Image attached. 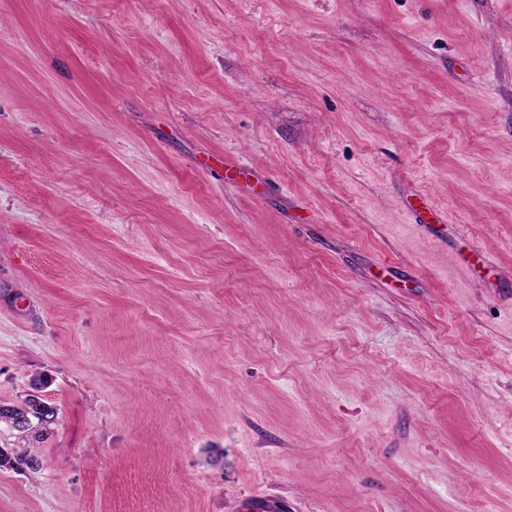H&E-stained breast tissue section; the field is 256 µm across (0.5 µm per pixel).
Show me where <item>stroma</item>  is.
I'll use <instances>...</instances> for the list:
<instances>
[{
	"instance_id": "1",
	"label": "stroma",
	"mask_w": 512,
	"mask_h": 512,
	"mask_svg": "<svg viewBox=\"0 0 512 512\" xmlns=\"http://www.w3.org/2000/svg\"><path fill=\"white\" fill-rule=\"evenodd\" d=\"M36 379L0 512H512V0H0ZM40 415L38 416H31L32 418V425L20 428L16 427L11 419L13 418L12 415H7L1 412L0 409V422H5L11 424L12 427H14L15 430L20 432V434H25L26 432L40 428L41 433L44 431L47 432L48 427L53 424V421L55 420V413L56 408L50 405L48 402L43 400V404L37 407V411ZM33 419L36 421V426L33 425Z\"/></svg>"
}]
</instances>
